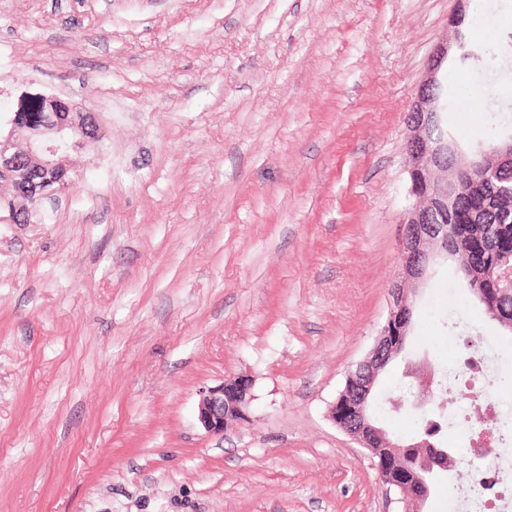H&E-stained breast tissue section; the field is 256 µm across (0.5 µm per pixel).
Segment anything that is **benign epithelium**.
Wrapping results in <instances>:
<instances>
[{
    "instance_id": "7a95c632",
    "label": "benign epithelium",
    "mask_w": 512,
    "mask_h": 512,
    "mask_svg": "<svg viewBox=\"0 0 512 512\" xmlns=\"http://www.w3.org/2000/svg\"><path fill=\"white\" fill-rule=\"evenodd\" d=\"M449 48L446 42L437 45L408 117L406 169L414 202L402 216L401 270L388 289L387 318L370 353L349 372L347 416H336L337 401L329 409L333 423L372 459L387 455L394 446L372 423L368 403L379 372L403 350L414 310V283L424 279L437 258L456 256L458 231L450 221L455 201L448 195V184L479 188L494 183L497 191L512 196V184L502 178V171L512 167V135L467 155L444 138L438 73ZM103 136L92 113L80 112L58 96L38 94L19 100L6 134H0V201L8 212L6 220L28 224L41 205L68 191L74 184L71 154L96 144ZM484 270L495 285V301L487 311L511 329L512 263L502 261L489 267L472 259L461 265L468 280ZM252 387V379L242 375L203 391L198 421L205 431L219 435L230 422L247 420ZM439 467L438 459L427 457L405 480H382L380 484L385 495H395L396 503L403 507L421 505Z\"/></svg>"
}]
</instances>
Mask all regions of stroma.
Returning <instances> with one entry per match:
<instances>
[{"label":"stroma","mask_w":512,"mask_h":512,"mask_svg":"<svg viewBox=\"0 0 512 512\" xmlns=\"http://www.w3.org/2000/svg\"><path fill=\"white\" fill-rule=\"evenodd\" d=\"M457 37L499 50L440 70L466 153L512 135V0H0V119L54 94L104 130L0 222V512H397L328 408L385 322L414 90ZM461 336L512 367L440 259L374 391L392 436L436 408L406 365L444 381ZM237 375L249 418L208 434L201 392Z\"/></svg>","instance_id":"stroma-1"}]
</instances>
